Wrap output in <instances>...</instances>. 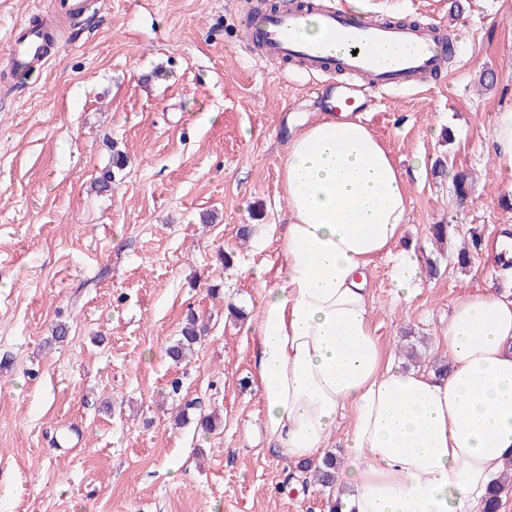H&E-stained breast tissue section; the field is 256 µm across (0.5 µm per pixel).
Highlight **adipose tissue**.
<instances>
[{
  "mask_svg": "<svg viewBox=\"0 0 512 512\" xmlns=\"http://www.w3.org/2000/svg\"><path fill=\"white\" fill-rule=\"evenodd\" d=\"M281 169L284 264L261 286L254 341L267 436L305 462L350 411L341 512H483L512 461V298L455 301L447 375L393 366L363 274L388 259L395 300L416 294V258L393 250L409 221L403 171L361 120L333 116L293 134Z\"/></svg>",
  "mask_w": 512,
  "mask_h": 512,
  "instance_id": "ef3b65f1",
  "label": "adipose tissue"
}]
</instances>
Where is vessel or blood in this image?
Wrapping results in <instances>:
<instances>
[{"instance_id": "1", "label": "vessel or blood", "mask_w": 512, "mask_h": 512, "mask_svg": "<svg viewBox=\"0 0 512 512\" xmlns=\"http://www.w3.org/2000/svg\"><path fill=\"white\" fill-rule=\"evenodd\" d=\"M319 15L325 38L318 43L300 36L308 9ZM250 41L258 43L263 63L298 62L309 76L336 73L341 82L337 112L355 111L361 89L381 95L411 90L428 83L446 66L447 26L430 22L400 23L368 15L352 20L344 0H307L306 5L272 11L260 19H245ZM10 57L19 65L44 67L54 48L45 30L16 26L10 37Z\"/></svg>"}]
</instances>
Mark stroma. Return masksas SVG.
<instances>
[{
  "label": "stroma",
  "mask_w": 512,
  "mask_h": 512,
  "mask_svg": "<svg viewBox=\"0 0 512 512\" xmlns=\"http://www.w3.org/2000/svg\"><path fill=\"white\" fill-rule=\"evenodd\" d=\"M50 2L0 0V84L11 29ZM256 2L94 0L61 23L46 66L0 98V512H328L330 489L261 427L251 272L283 264L280 160L323 103L312 81L255 62L238 39ZM360 9L444 22L458 43L445 83L376 97L360 115L406 174L397 247L436 269L397 303L378 260L372 327L385 359L431 370L448 361L454 300L501 283L491 241L512 236V175L492 140L512 110V0ZM116 149L127 163L95 194ZM459 170L473 178L463 200ZM473 237L479 249L459 264ZM191 312L208 332L176 364L167 350ZM204 416L214 431L198 429Z\"/></svg>",
  "instance_id": "obj_1"
}]
</instances>
